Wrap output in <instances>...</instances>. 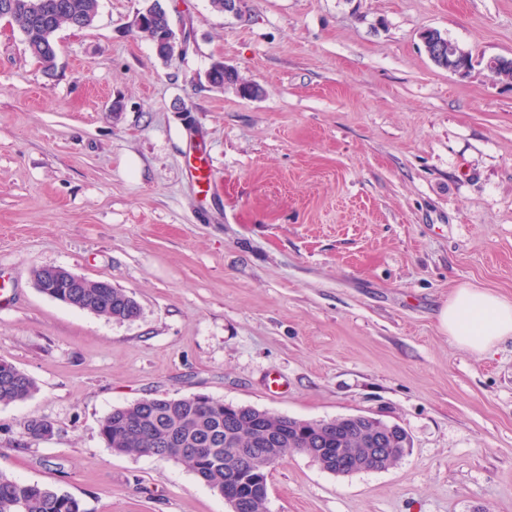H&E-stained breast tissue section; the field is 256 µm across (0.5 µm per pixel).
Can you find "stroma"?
<instances>
[{"mask_svg": "<svg viewBox=\"0 0 512 512\" xmlns=\"http://www.w3.org/2000/svg\"><path fill=\"white\" fill-rule=\"evenodd\" d=\"M166 4L186 52L157 56L147 0H100L50 76L0 19V361L37 387L0 403V472L83 512H227L186 464L99 434L113 408L206 394L408 432L383 471L286 456L268 512H512V339L475 353L437 321L462 286L512 300V83L483 66L512 58V0ZM427 29L477 66H436ZM217 61L261 95L207 84ZM46 266L140 316L43 294ZM47 272L45 267L38 268L34 270L33 276L41 280ZM49 273L53 277L52 280L46 282L45 276L43 280L36 282V286L41 290L43 288V292L54 299L66 304H68L66 300H69L71 305L80 310L92 312L116 322L132 321L140 315L138 302L129 297L126 292L117 288H107L106 285L98 288L100 283L107 281L83 280L82 277L67 269L58 267L50 268ZM55 282L65 284L66 288H51ZM46 291H49V294Z\"/></svg>", "mask_w": 512, "mask_h": 512, "instance_id": "1", "label": "stroma"}]
</instances>
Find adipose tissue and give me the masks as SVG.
Returning a JSON list of instances; mask_svg holds the SVG:
<instances>
[{
  "label": "adipose tissue",
  "mask_w": 512,
  "mask_h": 512,
  "mask_svg": "<svg viewBox=\"0 0 512 512\" xmlns=\"http://www.w3.org/2000/svg\"><path fill=\"white\" fill-rule=\"evenodd\" d=\"M442 330L460 346L484 352L512 338V301L480 288H458L439 312Z\"/></svg>",
  "instance_id": "1"
}]
</instances>
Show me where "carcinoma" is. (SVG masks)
<instances>
[{
	"mask_svg": "<svg viewBox=\"0 0 512 512\" xmlns=\"http://www.w3.org/2000/svg\"><path fill=\"white\" fill-rule=\"evenodd\" d=\"M9 2L8 18L17 26L27 51L52 73L55 67V32L63 25L79 21L89 27L99 10L100 0H0ZM143 13L150 16L141 32L154 44L156 53L166 58L170 45L165 42L167 21L160 0L148 4ZM211 82L238 86L245 93L247 84L239 82L234 71L217 64ZM49 296L68 300L80 310L116 322L139 317L140 306L117 288H102L98 281H85L83 288H52ZM37 391L34 381L16 366L0 362V403L24 401ZM26 431L33 441L50 437L51 424L41 418L26 421ZM99 432L117 453L156 456L186 463L211 490L224 495V475L239 471L248 459L259 462L260 455L238 452L240 448H259L283 458L292 453H311L326 448L333 456L348 458L366 455V436L356 425L341 417L306 420L277 415L245 405L224 404L208 395L181 398L154 396L115 408L100 422ZM403 428L390 433L387 463L361 461L350 472L380 471L397 465L408 446ZM195 448L207 452L197 454ZM254 499L246 512H266L268 474L260 475ZM0 512H83L74 497L58 489L17 481L0 473Z\"/></svg>",
	"mask_w": 512,
	"mask_h": 512,
	"instance_id": "cac0c4a2",
	"label": "carcinoma"
}]
</instances>
